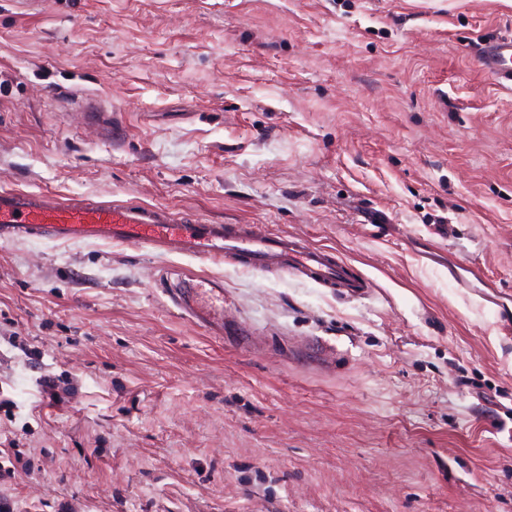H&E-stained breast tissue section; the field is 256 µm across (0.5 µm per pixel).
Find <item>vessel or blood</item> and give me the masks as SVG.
Returning <instances> with one entry per match:
<instances>
[{
	"label": "vessel or blood",
	"instance_id": "obj_1",
	"mask_svg": "<svg viewBox=\"0 0 512 512\" xmlns=\"http://www.w3.org/2000/svg\"><path fill=\"white\" fill-rule=\"evenodd\" d=\"M481 60L499 85L512 88L511 37L487 43ZM21 238L134 242L211 259L228 254L244 269L289 273L340 294L363 296L372 287L368 277L331 250L256 224H195L155 206L106 205L92 199L51 204L35 193L0 190V239ZM223 296V286L211 278L188 279L174 294L182 310L218 331L224 317L213 302Z\"/></svg>",
	"mask_w": 512,
	"mask_h": 512
}]
</instances>
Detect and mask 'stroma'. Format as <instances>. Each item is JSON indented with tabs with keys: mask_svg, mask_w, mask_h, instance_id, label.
I'll use <instances>...</instances> for the list:
<instances>
[{
	"mask_svg": "<svg viewBox=\"0 0 512 512\" xmlns=\"http://www.w3.org/2000/svg\"><path fill=\"white\" fill-rule=\"evenodd\" d=\"M501 36L512 0H0V189L262 224L373 283L0 241V499L512 512V90L479 53ZM187 274L223 282V335L175 307Z\"/></svg>",
	"mask_w": 512,
	"mask_h": 512,
	"instance_id": "obj_1",
	"label": "stroma"
}]
</instances>
